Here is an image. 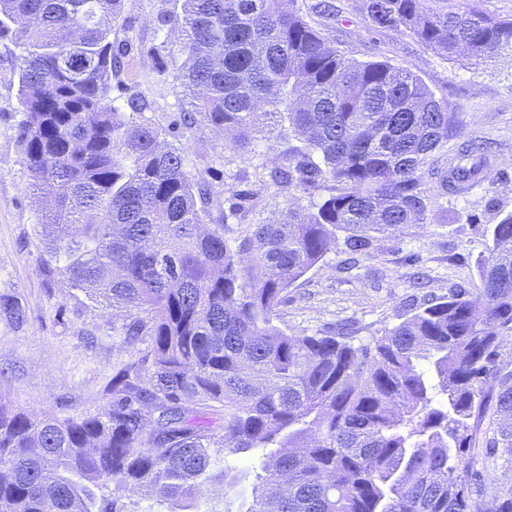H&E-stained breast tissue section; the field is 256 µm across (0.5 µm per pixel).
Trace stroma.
Wrapping results in <instances>:
<instances>
[{"mask_svg":"<svg viewBox=\"0 0 512 512\" xmlns=\"http://www.w3.org/2000/svg\"><path fill=\"white\" fill-rule=\"evenodd\" d=\"M359 2L337 0L343 20L324 27V35L349 58L385 59L417 74L460 115V132L448 137L449 153L475 141L489 146L490 162L481 183L462 194H442L437 181L428 180L426 222L379 239V260L364 259L348 270L341 248L329 251L288 290L279 324L294 335L345 325L366 341L397 324L413 304L480 288L477 266L488 253L493 214L512 210V53L477 68L451 62L405 29L373 28L361 17ZM163 11L176 13V0H124L115 37L127 51L112 83L116 104L133 95L147 101V118L166 130L168 140L185 144L187 172L207 174L214 206L245 190L252 196L254 222L309 207V199L297 201L239 178L254 166L274 163L281 142L258 138L254 153L244 155L206 125L182 126V58L167 53L158 60L150 53L165 39L156 21ZM23 118L16 60L0 46V305L20 309L14 316L0 308V406L38 416H83L107 404L114 367L129 359L132 348L120 334L124 313L72 288L49 263L51 242L42 224L51 206L32 185L19 139Z\"/></svg>","mask_w":512,"mask_h":512,"instance_id":"obj_1","label":"stroma"}]
</instances>
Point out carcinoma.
Returning a JSON list of instances; mask_svg holds the SVG:
<instances>
[{"instance_id": "obj_1", "label": "carcinoma", "mask_w": 512, "mask_h": 512, "mask_svg": "<svg viewBox=\"0 0 512 512\" xmlns=\"http://www.w3.org/2000/svg\"><path fill=\"white\" fill-rule=\"evenodd\" d=\"M122 0H0V41L16 57L19 137L33 186L56 211L55 270L92 300L123 308L139 342L112 376V400L82 417L0 407V512H136L112 487L177 505L224 484V512H512V211L490 228L481 287L415 306L355 344L341 329L277 324L288 288L331 247L370 256L378 236L427 220L422 190L482 181L461 128L422 79L356 61L310 15L332 0H181L179 80L187 128L206 124L245 150L273 125L288 142L254 175L274 194L314 200L279 222L244 221L233 195L214 223L211 186L185 148L131 96L113 105ZM378 28L402 27L448 60L512 51V19L426 0H362ZM257 460L250 467L236 456ZM492 470L474 467L477 457ZM501 472L494 479L491 472ZM252 486L251 499L238 487Z\"/></svg>"}]
</instances>
